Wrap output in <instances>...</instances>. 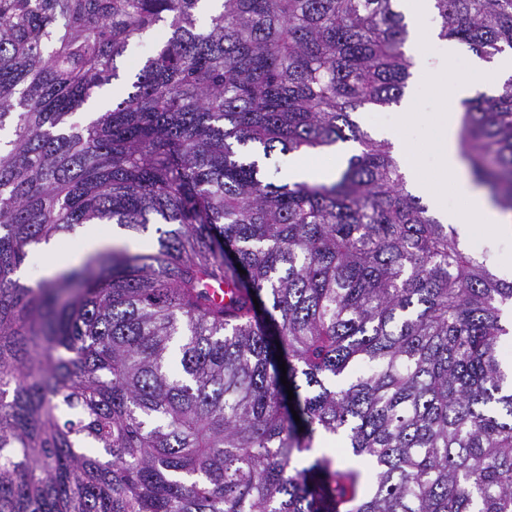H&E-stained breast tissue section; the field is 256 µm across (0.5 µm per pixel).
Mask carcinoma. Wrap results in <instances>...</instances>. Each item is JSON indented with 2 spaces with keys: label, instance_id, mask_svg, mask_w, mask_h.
Segmentation results:
<instances>
[{
  "label": "carcinoma",
  "instance_id": "1",
  "mask_svg": "<svg viewBox=\"0 0 512 512\" xmlns=\"http://www.w3.org/2000/svg\"><path fill=\"white\" fill-rule=\"evenodd\" d=\"M396 2L0 0V512H512V280L357 121L413 75ZM433 8L439 39L512 51V0ZM339 141L336 180L267 177ZM459 148L512 214V78ZM101 223L156 245L16 278Z\"/></svg>",
  "mask_w": 512,
  "mask_h": 512
}]
</instances>
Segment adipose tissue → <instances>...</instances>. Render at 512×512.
Segmentation results:
<instances>
[{"mask_svg":"<svg viewBox=\"0 0 512 512\" xmlns=\"http://www.w3.org/2000/svg\"><path fill=\"white\" fill-rule=\"evenodd\" d=\"M436 91L449 106L437 115L432 148L438 157L439 168L434 178H426L417 159V149L408 137V129L420 119L412 102H404L398 114V124L393 128L382 129L381 134L394 146L407 183L415 186L433 202H441L449 189H456L465 199L462 211L455 214L440 212L441 221L455 224L462 232H470L478 226L495 237L512 236V218L505 216L491 205L484 196L475 190L463 173V165L457 147V133L464 100L472 98L475 84L469 80H453L437 86ZM125 235L117 226L108 224L97 227L85 225L79 236V246L67 249L58 239H50L35 249L36 257L45 261V276H53L59 271L75 265L86 256L99 250L123 244Z\"/></svg>","mask_w":512,"mask_h":512,"instance_id":"ef3b65f1","label":"adipose tissue"}]
</instances>
